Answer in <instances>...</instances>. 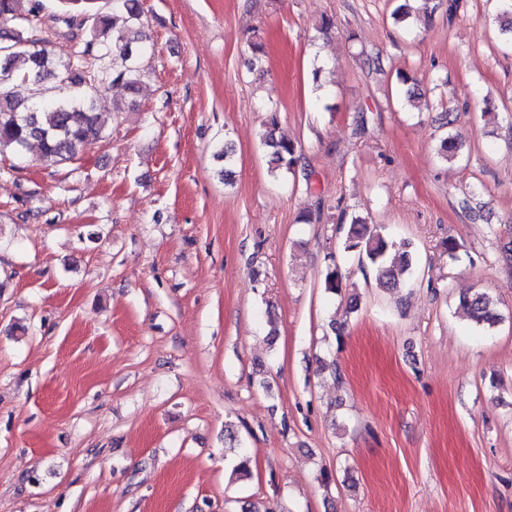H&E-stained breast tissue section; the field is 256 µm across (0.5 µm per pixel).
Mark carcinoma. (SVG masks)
Wrapping results in <instances>:
<instances>
[{"instance_id": "carcinoma-1", "label": "carcinoma", "mask_w": 512, "mask_h": 512, "mask_svg": "<svg viewBox=\"0 0 512 512\" xmlns=\"http://www.w3.org/2000/svg\"><path fill=\"white\" fill-rule=\"evenodd\" d=\"M53 2L55 20L66 27L55 38L42 30L44 0H0V155L21 157L36 143L47 160L71 161L103 138L95 96L115 85L133 95L140 91V59L146 51L143 0H106L112 5L110 16L102 12L101 0ZM495 2L501 41L512 47V0ZM278 126L277 111H269L261 142L275 179L295 172L300 161L298 145L277 136ZM462 148L450 134L440 141L438 158L454 162ZM338 223L346 226L343 252L372 268L381 287H402L413 265L409 243L394 241L345 208ZM324 284L327 292L342 294L345 284L338 266L327 268ZM462 304L476 325L497 323L496 302L489 294L473 293Z\"/></svg>"}]
</instances>
